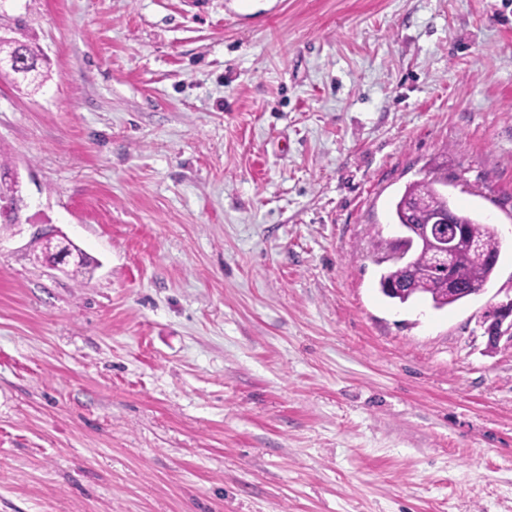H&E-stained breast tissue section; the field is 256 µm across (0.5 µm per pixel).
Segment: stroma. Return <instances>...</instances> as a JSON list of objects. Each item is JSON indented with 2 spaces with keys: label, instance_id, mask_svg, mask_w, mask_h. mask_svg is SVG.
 Listing matches in <instances>:
<instances>
[{
  "label": "stroma",
  "instance_id": "stroma-1",
  "mask_svg": "<svg viewBox=\"0 0 512 512\" xmlns=\"http://www.w3.org/2000/svg\"><path fill=\"white\" fill-rule=\"evenodd\" d=\"M0 7L48 71L0 77V512H512V0ZM440 166L499 261L396 304ZM61 244L62 243L60 241H58L56 243H53L52 241H47L44 246L43 252L47 256H51V257L61 255L63 252H65V256H66L65 261L67 262L66 264L67 265L72 264L74 266V269L72 270L73 274L75 276L82 274V270L84 268L86 269L88 266V261L86 259V256L83 254V252L80 249H78L75 246H72L70 251H66V248H63L61 246ZM67 258H70V259L66 260ZM484 323L487 324L486 332L494 325L499 340L505 338L512 341V296L496 303L484 317Z\"/></svg>",
  "mask_w": 512,
  "mask_h": 512
}]
</instances>
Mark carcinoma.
Returning a JSON list of instances; mask_svg holds the SVG:
<instances>
[{"mask_svg":"<svg viewBox=\"0 0 512 512\" xmlns=\"http://www.w3.org/2000/svg\"><path fill=\"white\" fill-rule=\"evenodd\" d=\"M19 58L30 71V75L22 77V80L41 86L37 82L41 76L38 64L45 63L46 58L40 47L26 38L0 37V61ZM447 181V174L444 173L408 185L395 205V215L400 224L420 227L433 223L436 215L449 211L458 223L465 225L453 247V268L462 289L455 297L448 292V274L437 267L431 248L420 242L409 259L392 261L380 276L381 292L402 304L413 298L424 297L431 301L434 308L442 309L479 294L495 271L496 265L489 262V259L500 255L495 228L455 209L448 200V193L442 189ZM19 187L20 182L10 174L8 162L0 154V198L12 197ZM43 252L51 257L65 254L67 263L74 266L73 274L76 276L88 266L86 256L80 249L74 246L67 251L59 241L46 242Z\"/></svg>","mask_w":512,"mask_h":512,"instance_id":"1","label":"carcinoma"}]
</instances>
